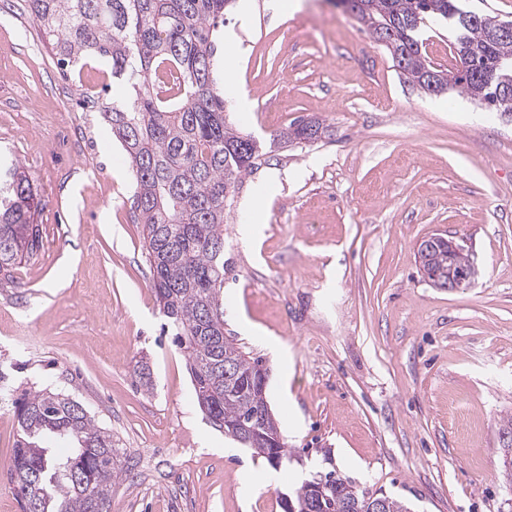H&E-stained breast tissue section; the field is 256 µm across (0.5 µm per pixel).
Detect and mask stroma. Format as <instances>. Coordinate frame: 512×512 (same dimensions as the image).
I'll return each instance as SVG.
<instances>
[{"label": "stroma", "instance_id": "obj_1", "mask_svg": "<svg viewBox=\"0 0 512 512\" xmlns=\"http://www.w3.org/2000/svg\"><path fill=\"white\" fill-rule=\"evenodd\" d=\"M226 118L269 141L317 118L327 138L277 148L224 226V332L269 369L267 400L293 462L231 448L196 403L163 318L132 204L133 177L89 94L97 57L63 67L27 0H0V152L41 199L43 248L0 275V370L56 388L111 431L132 473L112 512H282L312 472L411 512H512L498 445L512 416V124L458 91L405 84L385 47L334 0L293 14L253 0ZM262 205L258 247L238 233ZM463 237L477 267L429 285L424 237ZM148 362L151 391L134 383ZM17 422L0 405V512Z\"/></svg>", "mask_w": 512, "mask_h": 512}]
</instances>
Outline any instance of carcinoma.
I'll return each mask as SVG.
<instances>
[{"label": "carcinoma", "mask_w": 512, "mask_h": 512, "mask_svg": "<svg viewBox=\"0 0 512 512\" xmlns=\"http://www.w3.org/2000/svg\"><path fill=\"white\" fill-rule=\"evenodd\" d=\"M355 17L382 43L399 75L410 86L441 95L455 87L480 105L501 112L498 77L479 78L512 59V37L489 40L454 20L456 0H362ZM231 0H30L43 39L60 63L85 54L99 57L119 83L104 114L133 173V207L143 225L152 269V288L171 329L173 342L189 364L198 406L211 426L253 421L259 434L275 438L280 429L267 395L253 381L268 368L224 335V224L246 179L269 161L251 135L226 122L224 86L218 69L217 32ZM447 20L453 46L466 72L448 78L425 59L419 40L426 20ZM327 133L318 119L289 125L280 145L314 143ZM40 200L25 171L12 165L0 176V273L42 248L34 215ZM424 267L445 279L448 267L468 265L465 253L448 255L439 244ZM237 377L224 378V362ZM18 434L8 471L22 512H112V484L129 471L112 433L99 426L78 400L51 388L14 395ZM47 437L74 442L56 457L42 446ZM325 481L336 495L321 500L313 479L288 494L294 512H366L371 495L329 471Z\"/></svg>", "instance_id": "carcinoma-1"}]
</instances>
